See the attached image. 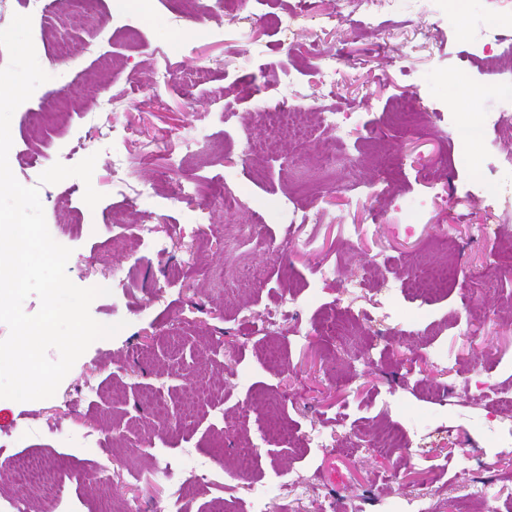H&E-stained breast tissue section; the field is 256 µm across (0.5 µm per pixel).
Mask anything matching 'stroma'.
I'll list each match as a JSON object with an SVG mask.
<instances>
[{
	"instance_id": "35a3bbf8",
	"label": "stroma",
	"mask_w": 512,
	"mask_h": 512,
	"mask_svg": "<svg viewBox=\"0 0 512 512\" xmlns=\"http://www.w3.org/2000/svg\"><path fill=\"white\" fill-rule=\"evenodd\" d=\"M63 9L0 0L50 76L13 114L10 167L71 281L109 288L93 318L123 328L53 397L0 399V512H512V279L482 285L512 251V28L493 24L512 0H466L460 27L448 0H94L75 30ZM283 99L305 138L252 151ZM462 132L472 168L448 162ZM92 154L90 184L39 185ZM451 260L446 294L402 288Z\"/></svg>"
}]
</instances>
